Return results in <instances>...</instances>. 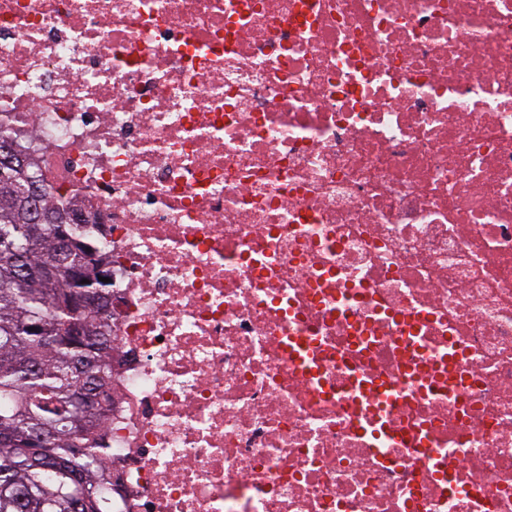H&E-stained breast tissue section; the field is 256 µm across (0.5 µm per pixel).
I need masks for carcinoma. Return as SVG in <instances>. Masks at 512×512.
<instances>
[{"instance_id":"carcinoma-1","label":"carcinoma","mask_w":512,"mask_h":512,"mask_svg":"<svg viewBox=\"0 0 512 512\" xmlns=\"http://www.w3.org/2000/svg\"><path fill=\"white\" fill-rule=\"evenodd\" d=\"M5 146L26 166L0 164V512H104L103 414L80 413L73 399L109 385L112 345L102 306L81 310L74 293L81 270L107 257L75 223V201L54 204L58 190L30 156L0 135ZM61 234L70 241L62 255ZM73 322L86 331L63 333ZM38 434L50 441L32 444Z\"/></svg>"}]
</instances>
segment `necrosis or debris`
<instances>
[{
    "mask_svg": "<svg viewBox=\"0 0 512 512\" xmlns=\"http://www.w3.org/2000/svg\"><path fill=\"white\" fill-rule=\"evenodd\" d=\"M0 134L111 260L112 512H512V0H0Z\"/></svg>",
    "mask_w": 512,
    "mask_h": 512,
    "instance_id": "necrosis-or-debris-1",
    "label": "necrosis or debris"
}]
</instances>
